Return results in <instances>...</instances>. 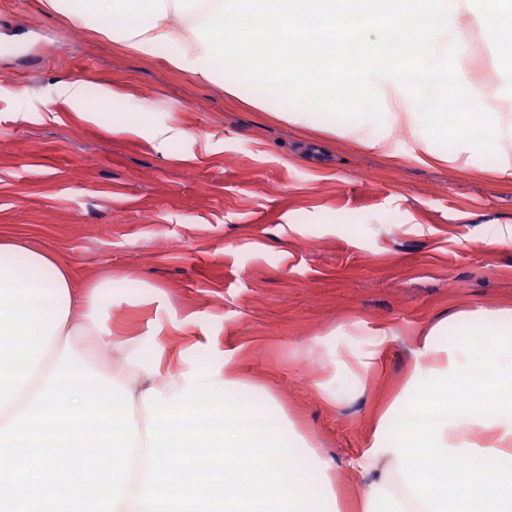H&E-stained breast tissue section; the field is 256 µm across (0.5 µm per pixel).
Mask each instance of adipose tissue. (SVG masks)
Here are the masks:
<instances>
[{"instance_id":"1","label":"adipose tissue","mask_w":512,"mask_h":512,"mask_svg":"<svg viewBox=\"0 0 512 512\" xmlns=\"http://www.w3.org/2000/svg\"><path fill=\"white\" fill-rule=\"evenodd\" d=\"M75 2L44 6L230 96L246 80L276 99L316 102L314 112L280 113L287 124L389 155L402 129L413 161L460 169L490 145L496 177L512 183V56L489 80L475 76L479 63L465 52L512 36V0ZM368 30L375 40H365ZM102 97L113 128L174 136L151 125L148 110L127 111L116 90ZM452 97L459 111H449ZM445 141L451 150H439ZM115 286L79 290L55 254L0 240V427L26 410L78 337L84 362L143 406L133 418L145 463L133 467L116 512H336L330 464L286 415L258 417L234 399L241 382L232 366L170 372L145 386L164 348L111 334L104 313ZM467 317L472 329L453 345L435 339L456 317L433 328L379 417L360 463L370 478L363 512H512V309ZM453 458L467 462L466 475L449 473Z\"/></svg>"}]
</instances>
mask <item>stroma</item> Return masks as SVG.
I'll return each mask as SVG.
<instances>
[{"label":"stroma","mask_w":512,"mask_h":512,"mask_svg":"<svg viewBox=\"0 0 512 512\" xmlns=\"http://www.w3.org/2000/svg\"><path fill=\"white\" fill-rule=\"evenodd\" d=\"M79 40H72V31ZM0 238L58 254L76 287L124 288L106 308L120 334L159 341L164 369L235 365L254 411L275 400L332 465L340 512H361L359 462L386 401L430 330L478 306L512 307V183L494 148L464 170L420 165L283 123L191 74L47 13L0 0ZM119 88L129 111L187 130L159 143L63 104ZM192 325H185L186 317ZM391 327L380 366L336 369L371 347L341 336ZM461 319L439 337L468 332ZM61 97L67 102L73 109L81 112H87L89 116L94 113L91 112L85 102V91L82 82L73 81L63 86L61 90Z\"/></svg>","instance_id":"stroma-1"}]
</instances>
